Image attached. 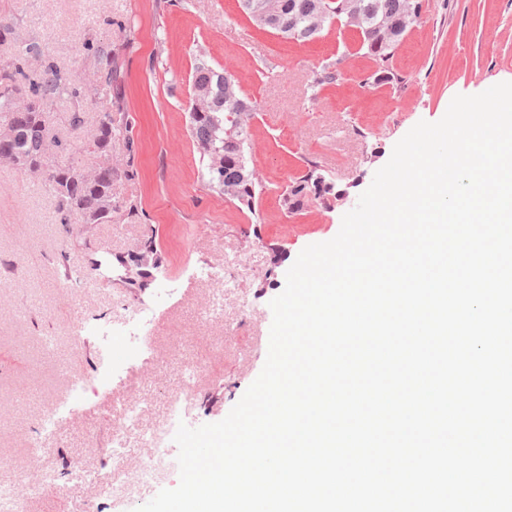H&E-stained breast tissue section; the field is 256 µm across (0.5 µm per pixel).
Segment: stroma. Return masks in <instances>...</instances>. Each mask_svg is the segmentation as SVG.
Segmentation results:
<instances>
[{
	"label": "stroma",
	"mask_w": 512,
	"mask_h": 512,
	"mask_svg": "<svg viewBox=\"0 0 512 512\" xmlns=\"http://www.w3.org/2000/svg\"><path fill=\"white\" fill-rule=\"evenodd\" d=\"M421 2L390 61L391 80L381 81L372 60L350 52L354 37L342 28L298 45L256 28L239 0H0V16L14 23L0 38V67L13 62L34 75L50 61L97 90L79 127L69 123V97L48 104L49 135L62 143L56 161L97 168L101 157L88 147L97 114H121L125 124L112 142L118 177L108 224L63 227L39 180L0 162V460L8 462L0 480L27 468L41 414L66 398L62 374L87 376L98 366L92 325L154 305L150 338L168 354L164 367L136 363L110 391L88 392L78 416L60 423L39 462L54 479L29 512H112L100 488L122 477L107 455L122 421L118 404L145 405L142 427L160 423L184 364L204 366L186 398L196 425L224 419L264 366L270 302L298 254L337 235L343 215L418 122L439 121L456 95L512 80V0ZM25 44L35 52L22 53ZM98 45L120 68V92L97 82L105 66ZM329 57L344 58V67L334 84L311 94L310 77ZM200 59L231 71L255 105L248 166L264 186L255 211L201 179L185 111ZM311 161L348 198L328 210L313 204L287 213L282 191ZM148 239L159 261L153 278L140 286L98 279L100 265L129 258ZM219 258L247 267L228 293L193 277L195 267ZM212 303L221 317L201 320ZM48 336L57 339L50 354L42 349ZM72 467L93 470L97 483L71 480Z\"/></svg>",
	"instance_id": "obj_1"
}]
</instances>
